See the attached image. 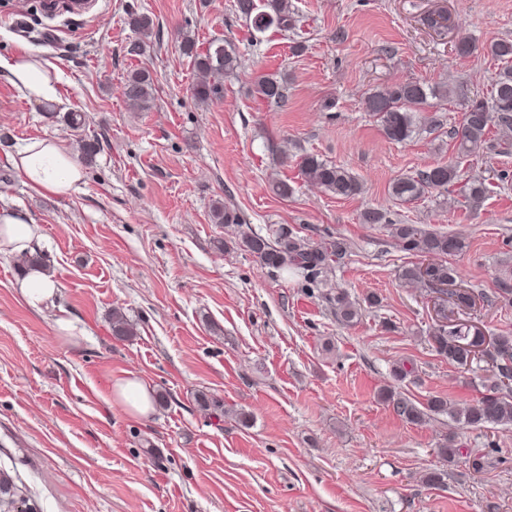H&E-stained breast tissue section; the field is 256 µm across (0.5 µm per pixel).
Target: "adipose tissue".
<instances>
[{
  "label": "adipose tissue",
  "instance_id": "ef3b65f1",
  "mask_svg": "<svg viewBox=\"0 0 512 512\" xmlns=\"http://www.w3.org/2000/svg\"><path fill=\"white\" fill-rule=\"evenodd\" d=\"M0 76L25 98L37 103H55L57 68L50 62L22 52L0 57ZM12 167L31 189L51 195H67L78 190L83 169L73 152L56 139H40L21 145L10 157ZM41 238L35 220L8 209H0V254L16 258L33 255ZM17 292L24 304L43 311L58 292L56 282L45 268L22 269ZM112 401L129 415L149 416L154 410V392L134 374L113 379Z\"/></svg>",
  "mask_w": 512,
  "mask_h": 512
}]
</instances>
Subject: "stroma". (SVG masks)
<instances>
[{
  "mask_svg": "<svg viewBox=\"0 0 512 512\" xmlns=\"http://www.w3.org/2000/svg\"><path fill=\"white\" fill-rule=\"evenodd\" d=\"M235 0H92L45 12L41 0L0 5V57L25 51L59 70L60 103L24 98L0 77V207L34 218L60 291L30 310L16 292L20 266L0 255V475L36 512H512V428L477 429L437 416L408 423L379 393L414 401L479 397L492 374L460 372L431 346L435 293L406 283L412 257L369 209L425 224L467 244L449 257L458 287L494 295L512 267V153L460 155L454 132L473 100L488 99L500 62L484 49L512 41V0H290L288 31L250 34ZM148 14L153 34L129 25ZM198 47L233 43L241 59L221 98L192 96L195 71L179 32ZM477 49L459 55L460 38ZM154 83L149 109L123 94L131 71ZM286 82L288 102L258 99L252 79ZM406 80L445 84L448 101L403 141L387 139L365 109L369 94ZM84 125L67 126V113ZM70 149L98 139L79 190L27 187L7 157L26 142ZM306 153L348 168L360 195L334 197L305 182ZM460 182L485 178L470 208L458 184L405 204L394 180L436 163ZM282 179L291 196L274 195ZM223 203L240 224H216ZM286 228L345 243L315 282L260 267L237 245L242 228ZM360 302L337 320L327 293ZM377 304H366L367 295ZM121 310L136 336L112 335ZM70 319L79 340L56 338ZM489 336L512 334V305L459 311ZM409 373L396 380L393 368ZM137 373L166 396L146 420L111 401L113 378ZM223 400L225 416L196 402ZM462 454H437L448 434ZM446 471L429 486L427 472Z\"/></svg>",
  "mask_w": 512,
  "mask_h": 512,
  "instance_id": "obj_1",
  "label": "stroma"
}]
</instances>
